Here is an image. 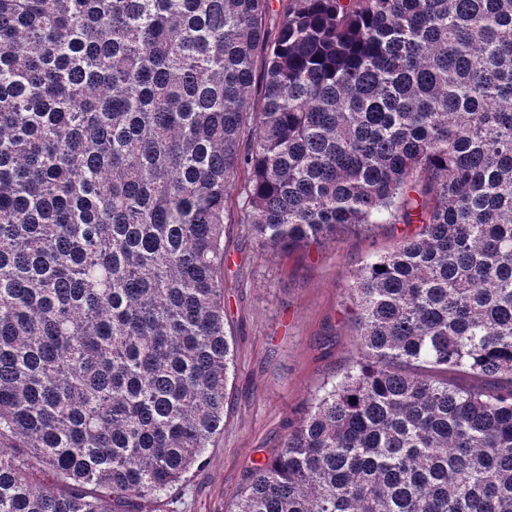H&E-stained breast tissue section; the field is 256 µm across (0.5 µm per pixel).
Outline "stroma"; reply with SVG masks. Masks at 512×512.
I'll use <instances>...</instances> for the list:
<instances>
[{
  "mask_svg": "<svg viewBox=\"0 0 512 512\" xmlns=\"http://www.w3.org/2000/svg\"><path fill=\"white\" fill-rule=\"evenodd\" d=\"M398 224L341 233L324 248L265 254L247 227L228 226L224 283L234 373L224 432L206 466L171 493L166 512H225L253 462L276 448L295 412L358 356L344 285L372 254L392 248Z\"/></svg>",
  "mask_w": 512,
  "mask_h": 512,
  "instance_id": "stroma-1",
  "label": "stroma"
}]
</instances>
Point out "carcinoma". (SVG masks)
<instances>
[{"instance_id": "obj_1", "label": "carcinoma", "mask_w": 512, "mask_h": 512, "mask_svg": "<svg viewBox=\"0 0 512 512\" xmlns=\"http://www.w3.org/2000/svg\"><path fill=\"white\" fill-rule=\"evenodd\" d=\"M270 10L0 0V512H143L206 464L231 204L271 253L413 230L230 512H512V0Z\"/></svg>"}]
</instances>
